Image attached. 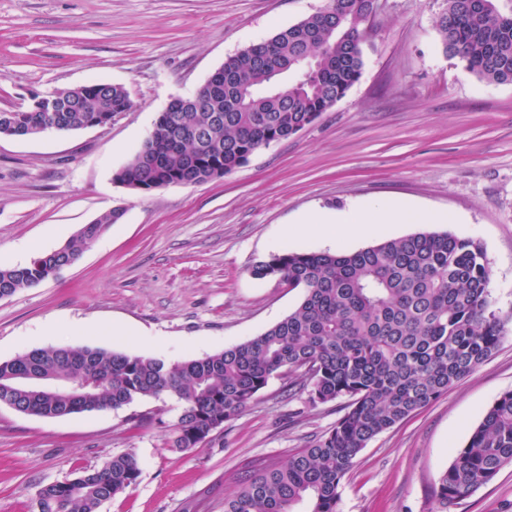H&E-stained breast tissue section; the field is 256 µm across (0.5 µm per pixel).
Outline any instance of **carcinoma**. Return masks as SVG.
<instances>
[{"instance_id": "carcinoma-1", "label": "carcinoma", "mask_w": 512, "mask_h": 512, "mask_svg": "<svg viewBox=\"0 0 512 512\" xmlns=\"http://www.w3.org/2000/svg\"><path fill=\"white\" fill-rule=\"evenodd\" d=\"M324 9L228 57L191 98L172 105L140 148L115 172L120 184L149 190L178 181L221 179L248 161L256 146L286 139L341 100L362 75L360 44L372 0H329ZM445 0L440 45L482 80L512 83V0ZM315 64L297 69L301 59ZM131 108L125 87H91L70 99L57 93L56 130L110 122ZM17 137L43 120L17 112ZM114 210L84 224L63 246L25 266H0V299L33 287L76 263L117 223ZM256 279L302 289L295 310L262 334L220 352L169 361L90 346L36 348L0 360V404L55 418L120 409L136 399L173 396L182 404L166 445L183 452L203 444L256 401L275 377L308 393L309 402H340L331 430L293 451L281 465L250 464L224 498V512H337L343 479L379 434L427 407L493 354L512 312L493 309L482 245L453 233H415L356 251L284 249L258 261ZM42 369L73 380L43 397L23 374ZM512 465V390L500 395L434 487L436 512H448ZM132 453L45 486L38 512H98L135 486Z\"/></svg>"}]
</instances>
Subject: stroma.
I'll return each instance as SVG.
<instances>
[{"label":"stroma","instance_id":"stroma-1","mask_svg":"<svg viewBox=\"0 0 512 512\" xmlns=\"http://www.w3.org/2000/svg\"><path fill=\"white\" fill-rule=\"evenodd\" d=\"M326 2L0 0V111L93 81L124 86L132 101L104 128L0 137V266L29 264L123 212L75 264L0 299V360L83 345L186 360L250 340L302 295L254 278L253 265L287 248L325 250L294 227L355 202L400 199L441 217L394 225L388 238L448 231L480 242L494 306L512 310V84L486 83L443 53V0H384L347 95L224 178L140 193L114 182L172 97ZM509 390L512 330L447 395L368 443L337 512H432L439 474ZM180 408L167 396L45 418L1 404L0 512H38L43 487L126 452L140 461L138 482L99 512H224L238 470L283 464L341 415L274 378L200 447L175 452L165 437ZM450 512H512V465Z\"/></svg>","mask_w":512,"mask_h":512}]
</instances>
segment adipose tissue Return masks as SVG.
<instances>
[{
	"mask_svg": "<svg viewBox=\"0 0 512 512\" xmlns=\"http://www.w3.org/2000/svg\"><path fill=\"white\" fill-rule=\"evenodd\" d=\"M409 219L408 207L396 200L385 202L372 210L362 205H353L341 213L318 212L303 225L306 232L332 240L344 233L366 235L384 224H403Z\"/></svg>",
	"mask_w": 512,
	"mask_h": 512,
	"instance_id": "1",
	"label": "adipose tissue"
}]
</instances>
